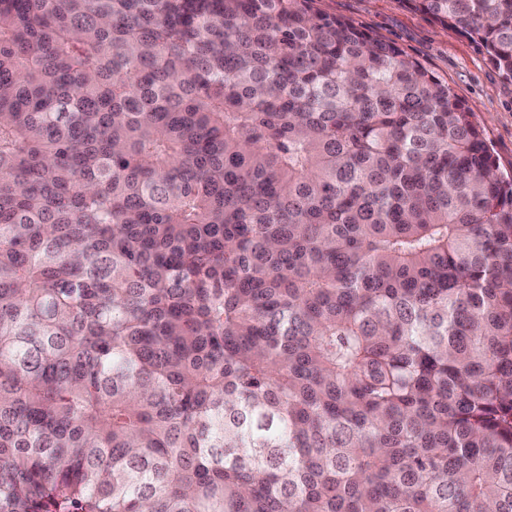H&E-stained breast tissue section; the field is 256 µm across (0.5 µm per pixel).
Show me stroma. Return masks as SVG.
Returning <instances> with one entry per match:
<instances>
[{
    "label": "stroma",
    "instance_id": "1",
    "mask_svg": "<svg viewBox=\"0 0 512 512\" xmlns=\"http://www.w3.org/2000/svg\"><path fill=\"white\" fill-rule=\"evenodd\" d=\"M322 13L350 19L361 30L393 42L453 90L471 109L503 175H512V81L477 43L442 28L408 0H316Z\"/></svg>",
    "mask_w": 512,
    "mask_h": 512
}]
</instances>
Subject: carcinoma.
Returning a JSON list of instances; mask_svg holds the SVG:
<instances>
[{
    "instance_id": "cac0c4a2",
    "label": "carcinoma",
    "mask_w": 512,
    "mask_h": 512,
    "mask_svg": "<svg viewBox=\"0 0 512 512\" xmlns=\"http://www.w3.org/2000/svg\"><path fill=\"white\" fill-rule=\"evenodd\" d=\"M512 80V0H410ZM0 512H512V177L313 0H0Z\"/></svg>"
}]
</instances>
